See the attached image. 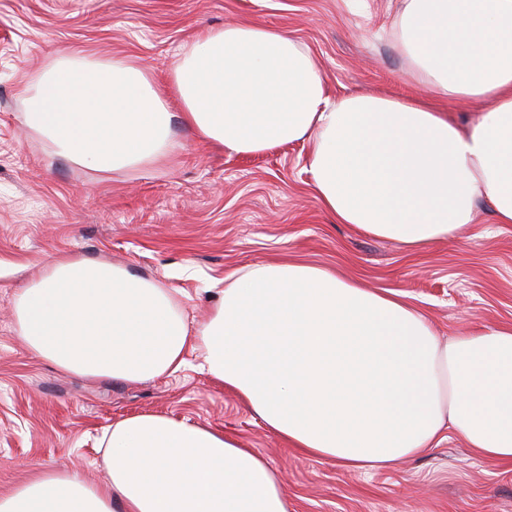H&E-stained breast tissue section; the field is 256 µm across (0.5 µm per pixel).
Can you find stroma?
I'll list each match as a JSON object with an SVG mask.
<instances>
[{
    "label": "stroma",
    "mask_w": 512,
    "mask_h": 512,
    "mask_svg": "<svg viewBox=\"0 0 512 512\" xmlns=\"http://www.w3.org/2000/svg\"><path fill=\"white\" fill-rule=\"evenodd\" d=\"M402 8L403 0H0V495L47 471L101 480L104 429L156 413L261 454L283 475L289 512H512V465L476 457L457 436L385 470L351 471L288 447L201 371L196 354L141 383L87 379L37 358L14 330L15 295L58 256L162 283L194 329L225 277L269 262L404 293L444 338L512 325V224L495 223L486 200L463 233L410 253L336 223L312 190L305 143L233 154L198 140L174 100L169 159L100 173L22 122L24 80L58 54L129 57L164 84L182 46L239 24L299 40L331 98L423 97L396 45Z\"/></svg>",
    "instance_id": "stroma-1"
}]
</instances>
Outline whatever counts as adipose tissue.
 <instances>
[{
    "label": "adipose tissue",
    "instance_id": "ef3b65f1",
    "mask_svg": "<svg viewBox=\"0 0 512 512\" xmlns=\"http://www.w3.org/2000/svg\"><path fill=\"white\" fill-rule=\"evenodd\" d=\"M396 41L427 99H332L288 32L205 31L179 53L170 89L133 60L55 58L32 78L24 121L100 172L169 158L168 96L203 141L237 154L309 145L317 199L409 252L452 238L487 200L512 224V0H403ZM479 104L458 123L451 101ZM16 334L84 378L141 382L198 354L289 447L349 470L387 467L461 437L512 465V326L441 341L403 294L329 269L241 270L190 329L170 289L106 261L47 263L16 296ZM102 484L47 472L0 496V512H288L282 475L224 433L143 413L106 428Z\"/></svg>",
    "mask_w": 512,
    "mask_h": 512
}]
</instances>
